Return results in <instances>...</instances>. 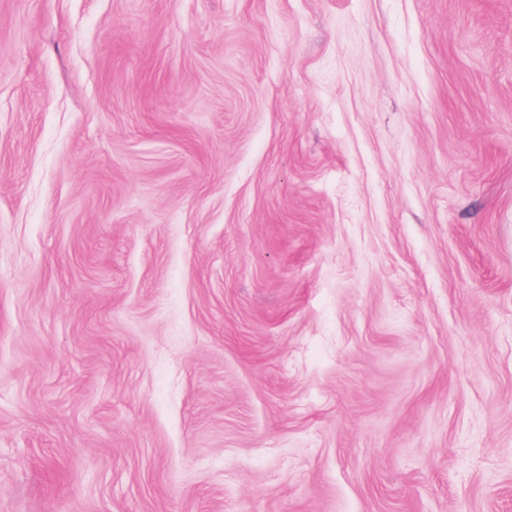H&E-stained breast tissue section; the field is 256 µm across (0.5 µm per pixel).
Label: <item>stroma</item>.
I'll return each instance as SVG.
<instances>
[{"instance_id":"stroma-1","label":"stroma","mask_w":512,"mask_h":512,"mask_svg":"<svg viewBox=\"0 0 512 512\" xmlns=\"http://www.w3.org/2000/svg\"><path fill=\"white\" fill-rule=\"evenodd\" d=\"M0 512H512V0H0Z\"/></svg>"}]
</instances>
